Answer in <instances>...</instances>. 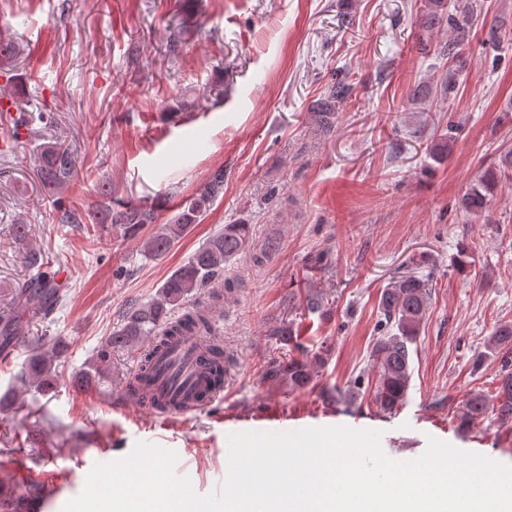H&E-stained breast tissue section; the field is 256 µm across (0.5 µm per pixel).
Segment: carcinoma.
Segmentation results:
<instances>
[{"label": "carcinoma", "instance_id": "carcinoma-1", "mask_svg": "<svg viewBox=\"0 0 512 512\" xmlns=\"http://www.w3.org/2000/svg\"><path fill=\"white\" fill-rule=\"evenodd\" d=\"M470 8L461 0H427L422 26L427 29L448 25V44L443 54L455 58L467 41L470 30ZM353 90L352 85L338 79L327 84L323 97L315 104L313 116L320 129L331 128L336 106L346 102ZM36 173L41 184L61 193L78 175L77 161L71 144L56 140L43 146L37 158ZM512 175L506 171L486 169L469 185L463 195L462 207L479 216L489 209L494 190L499 182ZM224 193V169L211 173L208 180L171 216L167 223L157 224L140 245L148 258L165 256L172 247L193 227L200 223L213 203ZM156 209L146 206H127L110 210L106 214L92 215L95 224H124L133 234L145 226L156 224ZM251 227L248 224H226L224 229L210 237L183 264L177 267L160 286L149 302L130 308L120 328L112 332L96 359L87 369L75 377V385L82 391L97 388L109 378L112 352L128 350L152 341V349L144 356L149 363L154 351L165 349L181 336H206L210 332L209 311L201 308L188 309L186 301L200 289L222 278L224 265L233 257L249 248ZM32 267L42 269V274L30 282L25 291L36 300L44 315L53 313L62 303V295L54 288L50 273V257L44 253L29 256ZM432 293V281L417 275L393 278L382 290L379 309L384 319L386 333L373 344L371 357L375 374L374 401L385 410L397 408L409 388L410 347L416 343ZM184 310L178 320L172 313ZM18 320H0V363L11 357V343L19 333ZM271 336L279 342L282 355L274 360L265 379L288 387L293 392L310 386L314 364L323 361L322 354L308 359L302 346L298 329L291 322L274 328ZM492 345L501 349L512 348V324L497 327L491 337ZM67 345L59 340L47 345L45 341L34 343L25 367L17 376L23 386L38 394L49 395L55 391L57 372L55 362L65 352ZM494 414L502 423L512 422V365L504 360L495 388L494 400L482 393H474L465 402L463 421L470 424Z\"/></svg>", "mask_w": 512, "mask_h": 512}]
</instances>
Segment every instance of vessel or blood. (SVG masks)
<instances>
[{
    "label": "vessel or blood",
    "instance_id": "1",
    "mask_svg": "<svg viewBox=\"0 0 512 512\" xmlns=\"http://www.w3.org/2000/svg\"><path fill=\"white\" fill-rule=\"evenodd\" d=\"M205 343L187 336L160 352L154 359L148 388L152 394L169 400L167 410L150 407L158 420L189 418L222 398L223 389L209 385L206 379Z\"/></svg>",
    "mask_w": 512,
    "mask_h": 512
}]
</instances>
